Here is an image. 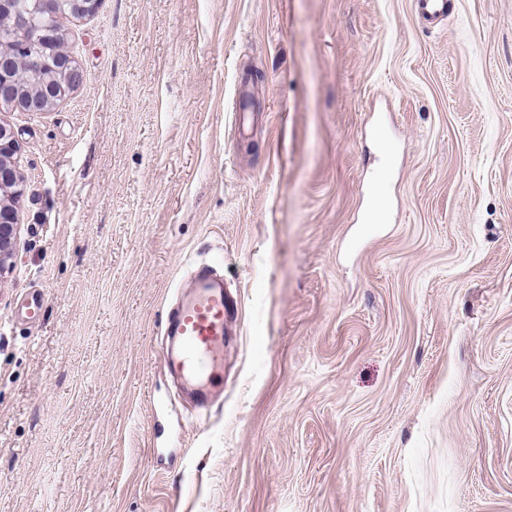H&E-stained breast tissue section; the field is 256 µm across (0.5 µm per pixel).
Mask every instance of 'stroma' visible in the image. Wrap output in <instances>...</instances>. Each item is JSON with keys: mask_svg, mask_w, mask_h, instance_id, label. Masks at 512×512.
<instances>
[{"mask_svg": "<svg viewBox=\"0 0 512 512\" xmlns=\"http://www.w3.org/2000/svg\"><path fill=\"white\" fill-rule=\"evenodd\" d=\"M63 24L82 84L0 111L29 177L0 512H512V0L436 25L413 0H99ZM213 261L203 411L163 326Z\"/></svg>", "mask_w": 512, "mask_h": 512, "instance_id": "35a3bbf8", "label": "stroma"}]
</instances>
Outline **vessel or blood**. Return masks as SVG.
Instances as JSON below:
<instances>
[{
	"mask_svg": "<svg viewBox=\"0 0 512 512\" xmlns=\"http://www.w3.org/2000/svg\"><path fill=\"white\" fill-rule=\"evenodd\" d=\"M419 18L434 23L444 19L448 0H414ZM176 352L164 364L203 397L210 399L224 373V285L205 268L196 270L194 286L165 324Z\"/></svg>",
	"mask_w": 512,
	"mask_h": 512,
	"instance_id": "b4317fda",
	"label": "vessel or blood"
}]
</instances>
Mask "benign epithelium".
I'll list each match as a JSON object with an SVG mask.
<instances>
[{"instance_id":"benign-epithelium-1","label":"benign epithelium","mask_w":512,"mask_h":512,"mask_svg":"<svg viewBox=\"0 0 512 512\" xmlns=\"http://www.w3.org/2000/svg\"><path fill=\"white\" fill-rule=\"evenodd\" d=\"M39 11L51 16L68 8L77 18L89 16L98 8L99 0H35ZM13 20L14 28L25 32L29 20L14 10L13 0H0V19ZM14 62L12 52L6 45L0 46V102L7 103L11 110L18 112H47L54 100H48L34 89H21L10 80V66ZM40 68L51 71L55 76V100L67 99L82 83L81 67L68 49L67 41L57 43L48 57H41ZM20 142L11 127L0 122V283L13 264L19 234L18 210L14 205L17 198L25 195L26 176L19 170L18 155Z\"/></svg>"}]
</instances>
